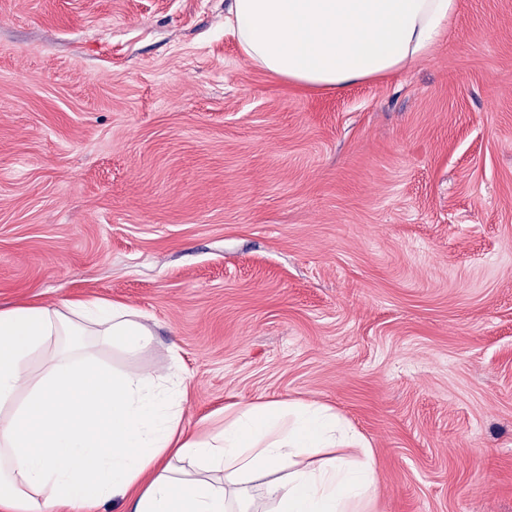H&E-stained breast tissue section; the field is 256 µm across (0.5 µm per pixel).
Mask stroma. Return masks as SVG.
Wrapping results in <instances>:
<instances>
[{"label":"stroma","mask_w":512,"mask_h":512,"mask_svg":"<svg viewBox=\"0 0 512 512\" xmlns=\"http://www.w3.org/2000/svg\"><path fill=\"white\" fill-rule=\"evenodd\" d=\"M229 0H0V309L122 302L196 424L317 400L370 512H512V0L343 91L243 56Z\"/></svg>","instance_id":"35a3bbf8"}]
</instances>
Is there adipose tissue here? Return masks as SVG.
I'll list each match as a JSON object with an SVG mask.
<instances>
[{
	"label": "adipose tissue",
	"instance_id": "1",
	"mask_svg": "<svg viewBox=\"0 0 512 512\" xmlns=\"http://www.w3.org/2000/svg\"><path fill=\"white\" fill-rule=\"evenodd\" d=\"M455 0H232L245 58L340 90L419 60ZM153 339L137 311L95 299L0 309V512H367L364 436L317 401L225 406L184 423L186 387L97 361Z\"/></svg>",
	"mask_w": 512,
	"mask_h": 512
}]
</instances>
